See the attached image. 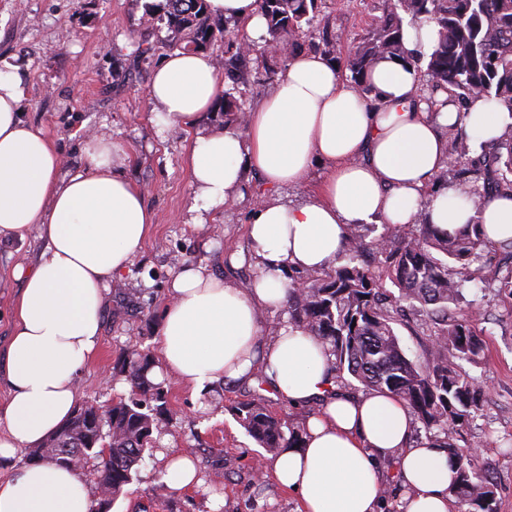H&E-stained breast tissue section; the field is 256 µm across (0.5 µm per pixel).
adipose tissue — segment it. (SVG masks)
Instances as JSON below:
<instances>
[{
  "label": "adipose tissue",
  "instance_id": "ef3b65f1",
  "mask_svg": "<svg viewBox=\"0 0 512 512\" xmlns=\"http://www.w3.org/2000/svg\"><path fill=\"white\" fill-rule=\"evenodd\" d=\"M207 5L243 24L248 39L265 32L257 0ZM421 82L417 71L382 61L370 100L327 57L298 52L244 126L217 131L197 127L221 94L209 53L168 55L146 87L158 124L194 129L187 164L208 206L243 199L250 173L279 188L304 183L315 164L327 168L318 194L305 203L255 202L247 235L257 275L246 286L199 263L174 275L161 317V366L150 373L157 382L203 388L243 383L259 372L289 407L320 402L302 446L279 449L266 462L303 512H379L380 468L391 459L402 512H460L450 494L454 459L438 443L413 442L414 418L402 401L338 390L328 344L288 323L264 334L261 316L286 303L288 271L335 267L348 231L360 224H414L423 216L451 233L476 218L492 242L512 239V194L477 199L466 187L439 181L450 163L449 127L461 126L473 144L491 141L505 108L477 96L462 114L447 94L426 102ZM24 101L16 68L0 67V243L33 230L44 242L34 263L13 272L24 286L0 373L8 387L0 460L40 445L71 416L79 376L99 344L110 284L133 264L154 222L144 192L121 171L126 145L85 132V169L61 174L53 143L24 119ZM92 507L79 475L49 460L0 481V512Z\"/></svg>",
  "mask_w": 512,
  "mask_h": 512
}]
</instances>
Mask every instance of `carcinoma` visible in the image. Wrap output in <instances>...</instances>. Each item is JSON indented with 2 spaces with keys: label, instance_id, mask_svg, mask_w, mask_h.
Wrapping results in <instances>:
<instances>
[{
  "label": "carcinoma",
  "instance_id": "cac0c4a2",
  "mask_svg": "<svg viewBox=\"0 0 512 512\" xmlns=\"http://www.w3.org/2000/svg\"><path fill=\"white\" fill-rule=\"evenodd\" d=\"M266 21L264 41L281 55L300 49L304 29L318 21L323 0H258ZM146 12L165 21L170 50H202L224 44V77L230 81L218 111L246 121L247 103L240 85L251 53L224 20L207 11L206 0H163ZM426 18L435 23L431 52L416 59L403 44L404 23ZM321 52L334 59L350 83L367 97L374 92L371 71L388 59L424 71L428 96L443 90L465 104L475 94L496 100L512 119V0H387L382 16L354 48L343 50L340 38L323 31ZM451 168L465 181L478 172L470 158V140L462 128L448 129ZM497 154L484 164L485 197L512 192V122L492 140ZM512 258V240L489 242L480 224L454 233L419 219L415 230L401 225L368 241L352 228L343 256L346 263L329 271H295L288 275V323L310 331L330 346L334 367L347 371L364 388L401 400L415 421L437 430L439 443L457 460L450 492L467 512H498L497 488L471 447L459 448L455 435L480 410L485 392L464 368L481 360L483 341L475 330L481 306L458 307L463 286L475 280L474 261L496 249ZM384 259L388 277L398 288H384L366 256ZM485 288L512 298V265L488 266ZM423 317L430 337L425 362L408 359L393 324L404 309ZM153 358L133 351L122 361L131 396L109 406L78 405L71 418L46 442L29 450L31 461L51 459L67 468L99 461V484L109 490L99 506L108 507L133 480L135 466L152 446L158 414L166 408L163 383L148 377ZM236 413L246 432L269 452L299 447L303 429L268 410L261 398L242 403Z\"/></svg>",
  "mask_w": 512,
  "mask_h": 512
}]
</instances>
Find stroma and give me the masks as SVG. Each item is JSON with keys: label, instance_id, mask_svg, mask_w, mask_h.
I'll return each mask as SVG.
<instances>
[{"label": "stroma", "instance_id": "stroma-1", "mask_svg": "<svg viewBox=\"0 0 512 512\" xmlns=\"http://www.w3.org/2000/svg\"><path fill=\"white\" fill-rule=\"evenodd\" d=\"M147 0H0V59L16 64L26 98L24 117L58 147L66 172L83 167L82 139L93 129L124 142L130 153L124 171L141 186L154 214L152 231L128 272L113 280L103 316L99 349L79 381L80 401L108 404L123 395L124 374L117 363L131 350L159 357V320L171 279L184 265L203 263L225 280L248 284L256 274L246 234L256 199L269 195L249 177L245 197L235 206L211 209V221L186 224L196 204L187 166L193 131L158 125L145 88L168 55L171 34L146 12ZM383 12L382 0H349L344 8L327 5L330 29L344 47L356 46ZM155 51L136 57L138 43ZM43 248L37 232L0 245V361L12 331L11 307L21 283L16 266L34 262ZM467 299L485 309L476 331L485 356L468 366L486 401L458 439L479 449V460L496 486L499 512H512V299L466 284ZM167 412L162 433L146 449L132 483L110 512H209L211 490L224 496L222 512H299L298 497L281 488L272 474L254 484L252 464L263 448L240 425L235 408L264 397L272 412L305 421L308 408L289 410L266 386L219 383L199 391L166 381ZM193 454L202 487L170 492L162 453Z\"/></svg>", "mask_w": 512, "mask_h": 512}]
</instances>
